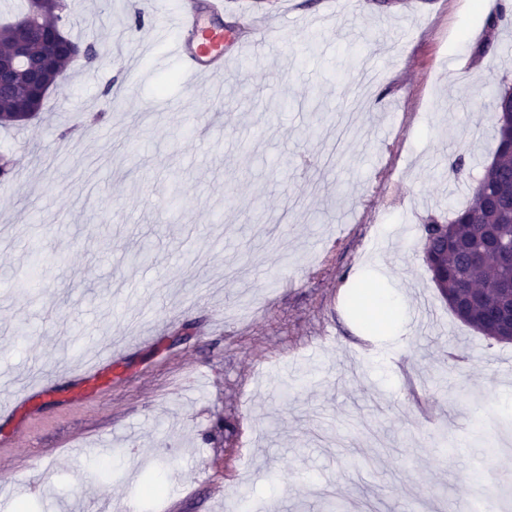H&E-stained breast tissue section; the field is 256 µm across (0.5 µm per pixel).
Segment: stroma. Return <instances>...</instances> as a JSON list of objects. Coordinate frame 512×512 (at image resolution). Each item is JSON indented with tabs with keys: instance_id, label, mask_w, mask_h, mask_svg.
I'll return each mask as SVG.
<instances>
[{
	"instance_id": "obj_1",
	"label": "stroma",
	"mask_w": 512,
	"mask_h": 512,
	"mask_svg": "<svg viewBox=\"0 0 512 512\" xmlns=\"http://www.w3.org/2000/svg\"><path fill=\"white\" fill-rule=\"evenodd\" d=\"M66 2L64 31L98 59L0 126V399L35 372L57 391L0 450V512H225L243 496L455 512L482 489L478 431L512 486V342L450 311L422 239L496 149L487 105L512 77V24L474 53L498 0H335L317 37L324 0H224L244 38L282 7L298 20L287 49L226 65L211 121L153 32L195 0ZM130 60L150 74L129 94ZM368 288L425 304L433 327L369 328L352 305ZM146 330L155 343L131 347ZM108 345L124 376L65 402L71 366ZM150 475L167 495H144Z\"/></svg>"
}]
</instances>
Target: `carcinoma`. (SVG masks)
Returning a JSON list of instances; mask_svg holds the SVG:
<instances>
[{
    "instance_id": "1",
    "label": "carcinoma",
    "mask_w": 512,
    "mask_h": 512,
    "mask_svg": "<svg viewBox=\"0 0 512 512\" xmlns=\"http://www.w3.org/2000/svg\"><path fill=\"white\" fill-rule=\"evenodd\" d=\"M74 60L70 49H62L47 71L48 82L53 85L66 75V68ZM505 90L501 87L489 104L496 119L497 148L491 162L494 169L484 168L472 188V202L454 212L448 227L436 221L424 225V261L436 288L458 319L491 339L500 335V327L488 319L483 308L462 303L460 292L477 288L496 299L500 288L512 282V266L477 255L484 249L485 224L494 227L502 242L512 244V106ZM43 104L41 94L29 89L25 75L20 74L13 94L0 96V114L24 108L37 115Z\"/></svg>"
}]
</instances>
